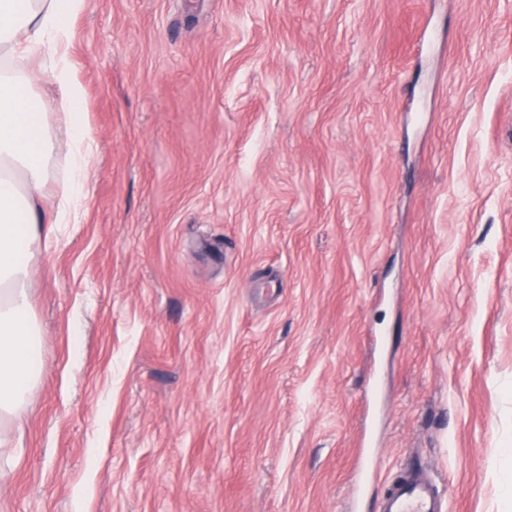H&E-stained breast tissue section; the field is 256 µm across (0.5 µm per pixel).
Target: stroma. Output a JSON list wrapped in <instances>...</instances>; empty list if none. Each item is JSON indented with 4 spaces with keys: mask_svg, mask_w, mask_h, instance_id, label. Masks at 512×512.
I'll list each match as a JSON object with an SVG mask.
<instances>
[{
    "mask_svg": "<svg viewBox=\"0 0 512 512\" xmlns=\"http://www.w3.org/2000/svg\"><path fill=\"white\" fill-rule=\"evenodd\" d=\"M68 57L0 512H512V0H87ZM378 512H447L448 504L434 477L422 469L405 468L388 483Z\"/></svg>",
    "mask_w": 512,
    "mask_h": 512,
    "instance_id": "35a3bbf8",
    "label": "stroma"
}]
</instances>
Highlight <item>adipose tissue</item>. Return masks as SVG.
Segmentation results:
<instances>
[{"label":"adipose tissue","instance_id":"ef3b65f1","mask_svg":"<svg viewBox=\"0 0 512 512\" xmlns=\"http://www.w3.org/2000/svg\"><path fill=\"white\" fill-rule=\"evenodd\" d=\"M87 0H0V447L21 448L30 396L43 372L41 330L31 312L30 260L58 225L75 223L94 165V141L85 118L81 85L68 60L70 24ZM50 72L65 123L46 121L49 102L33 93L36 72L26 53ZM64 142L70 171L57 204L41 206L47 160Z\"/></svg>","mask_w":512,"mask_h":512}]
</instances>
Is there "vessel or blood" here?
<instances>
[{"label": "vessel or blood", "instance_id": "1", "mask_svg": "<svg viewBox=\"0 0 512 512\" xmlns=\"http://www.w3.org/2000/svg\"><path fill=\"white\" fill-rule=\"evenodd\" d=\"M378 512H448V505L434 477L406 468L389 481Z\"/></svg>", "mask_w": 512, "mask_h": 512}]
</instances>
